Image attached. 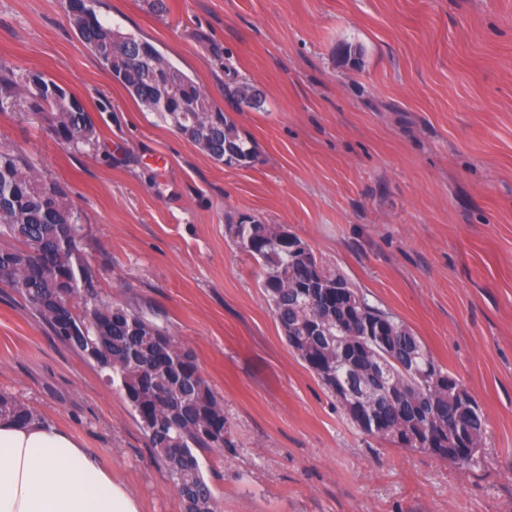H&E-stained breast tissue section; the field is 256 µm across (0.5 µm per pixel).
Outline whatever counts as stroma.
I'll use <instances>...</instances> for the list:
<instances>
[{
  "label": "stroma",
  "instance_id": "obj_1",
  "mask_svg": "<svg viewBox=\"0 0 512 512\" xmlns=\"http://www.w3.org/2000/svg\"><path fill=\"white\" fill-rule=\"evenodd\" d=\"M98 0L227 112L257 154L218 163L144 110L63 0H0V66L81 98L91 143L0 111V151L56 182L104 300L191 350L234 447L205 451L220 512H512V0ZM358 64L344 62L345 47ZM245 82L253 103L227 96ZM284 226L405 323L487 421L461 468L366 436L289 347L229 233ZM0 392L74 434L140 498L184 512L119 388L0 288Z\"/></svg>",
  "mask_w": 512,
  "mask_h": 512
}]
</instances>
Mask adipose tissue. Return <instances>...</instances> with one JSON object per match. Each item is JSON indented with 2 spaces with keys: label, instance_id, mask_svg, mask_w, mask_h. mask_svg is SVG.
Listing matches in <instances>:
<instances>
[{
  "label": "adipose tissue",
  "instance_id": "1",
  "mask_svg": "<svg viewBox=\"0 0 512 512\" xmlns=\"http://www.w3.org/2000/svg\"><path fill=\"white\" fill-rule=\"evenodd\" d=\"M0 512H143L129 487L66 430L0 418Z\"/></svg>",
  "mask_w": 512,
  "mask_h": 512
}]
</instances>
